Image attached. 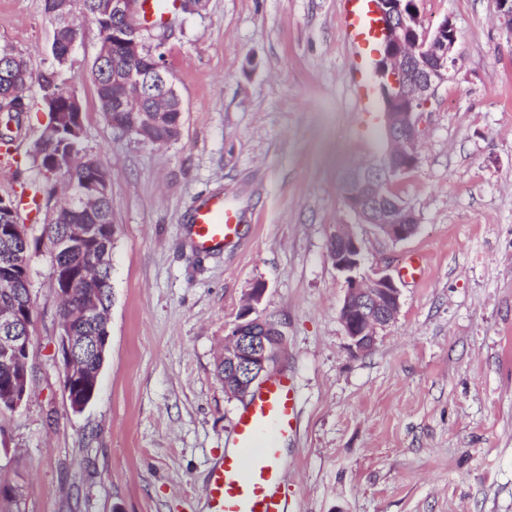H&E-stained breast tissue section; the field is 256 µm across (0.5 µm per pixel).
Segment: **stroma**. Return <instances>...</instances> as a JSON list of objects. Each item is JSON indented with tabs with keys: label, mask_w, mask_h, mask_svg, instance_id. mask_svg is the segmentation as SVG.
<instances>
[{
	"label": "stroma",
	"mask_w": 512,
	"mask_h": 512,
	"mask_svg": "<svg viewBox=\"0 0 512 512\" xmlns=\"http://www.w3.org/2000/svg\"><path fill=\"white\" fill-rule=\"evenodd\" d=\"M426 28L456 25L459 62L421 112L417 166L394 184L414 210L402 241L359 223L346 173L387 149L377 43L355 46L341 0H208L172 15L162 46L181 134L156 145L115 127L96 98L101 34L81 21L65 66L45 0H0V44L30 73L0 195L47 175L30 152L48 123L45 75L82 103L81 144L110 174V336L98 391L66 398L46 248L31 254L32 378L0 409V488L11 512H206L239 401L216 374L225 329L255 285L285 336L278 373L299 396L282 458L295 512H512V27L498 0H417ZM369 91L361 111L356 76ZM221 193L237 237L205 253L185 220ZM355 226L365 271L401 290L396 319L355 352L340 321L344 274L328 258ZM424 258L422 283L406 279Z\"/></svg>",
	"instance_id": "1"
}]
</instances>
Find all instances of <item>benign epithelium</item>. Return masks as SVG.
I'll use <instances>...</instances> for the list:
<instances>
[{
  "label": "benign epithelium",
  "instance_id": "1",
  "mask_svg": "<svg viewBox=\"0 0 512 512\" xmlns=\"http://www.w3.org/2000/svg\"><path fill=\"white\" fill-rule=\"evenodd\" d=\"M376 13L383 21L382 52L376 63L384 103V127L393 148L384 155L374 169L359 167L346 179L343 200L364 224L372 225L380 234L400 241L412 236L417 229V218L412 207L395 197L392 185L400 176L415 167L418 161L417 114L422 111L439 85L448 80V71L457 62L458 31L451 20L442 21L428 31L422 27L415 0H374ZM97 12L116 20L112 36L102 39L98 57L104 59L113 49L126 56L141 60L147 70L159 78L161 93L175 90L171 72L164 62L148 50L145 43L135 38L141 32V0H98ZM142 70L112 72V83L120 94L115 98L116 111L130 112L137 116L135 123L125 132L139 136L142 125H152L155 117L142 107ZM54 117L64 113L73 116V132L81 134L82 106L73 95L60 102L52 97L45 99ZM10 211L7 220H0V240L9 247L16 239L27 241V232L13 214L14 207L7 198L0 196V212ZM90 236L84 224H70L66 235L54 241L52 252L57 254L79 245ZM329 257L336 269L346 274L347 289L340 308V320L351 347L357 352L372 348L377 329L391 323L401 308V291L395 280L381 269L370 274H360L361 242L353 227L336 228L329 246ZM51 275L57 298L68 297L79 287V278L70 276L57 264H52ZM265 288L256 286L251 291L250 303L240 313L224 340V391L232 398L247 397L253 387L269 374L277 363L284 345V336L277 325L262 316H252ZM32 310V300L10 312H0V357L28 363L31 335L20 331V307ZM100 304L92 296L75 313L81 322L100 323L102 334L94 338L95 354L100 356L107 346L108 321H99ZM58 353L64 376V390L70 407L79 412L93 399L102 369L82 368L74 357L79 337L75 336L72 319H59ZM27 393L26 374L14 382L8 395L0 403L17 408Z\"/></svg>",
  "mask_w": 512,
  "mask_h": 512
}]
</instances>
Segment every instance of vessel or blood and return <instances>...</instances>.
<instances>
[{
  "label": "vessel or blood",
  "instance_id": "obj_1",
  "mask_svg": "<svg viewBox=\"0 0 512 512\" xmlns=\"http://www.w3.org/2000/svg\"><path fill=\"white\" fill-rule=\"evenodd\" d=\"M177 0H142L145 25L158 26L176 10ZM381 22L370 0H343L342 26L353 43L379 35ZM188 233L197 250L212 252L235 237L241 225L237 210L225 207L221 194L206 196L190 213ZM298 403L294 385L282 374L267 377L237 414L232 451L212 469L208 512H288L281 450L296 432Z\"/></svg>",
  "mask_w": 512,
  "mask_h": 512
}]
</instances>
